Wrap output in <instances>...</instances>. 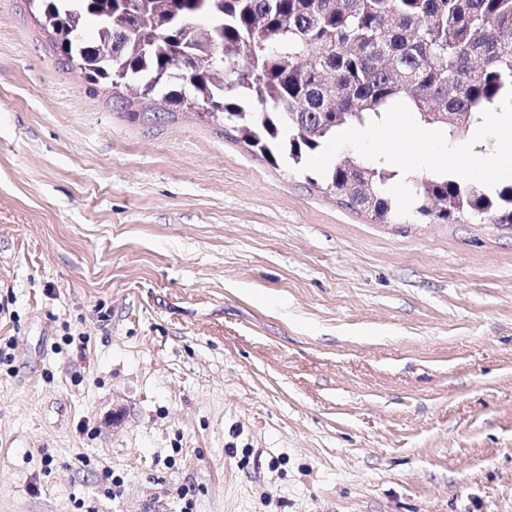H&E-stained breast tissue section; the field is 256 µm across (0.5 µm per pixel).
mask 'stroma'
Masks as SVG:
<instances>
[{"label":"stroma","mask_w":512,"mask_h":512,"mask_svg":"<svg viewBox=\"0 0 512 512\" xmlns=\"http://www.w3.org/2000/svg\"><path fill=\"white\" fill-rule=\"evenodd\" d=\"M157 108L0 0V512H512V229ZM399 175L381 155L362 161L348 158L322 174L321 189L347 208L371 214L379 224L406 223L388 192V185Z\"/></svg>","instance_id":"35a3bbf8"}]
</instances>
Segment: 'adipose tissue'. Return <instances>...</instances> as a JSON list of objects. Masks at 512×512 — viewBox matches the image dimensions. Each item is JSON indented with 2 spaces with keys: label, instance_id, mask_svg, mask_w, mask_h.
Returning <instances> with one entry per match:
<instances>
[{
  "label": "adipose tissue",
  "instance_id": "adipose-tissue-1",
  "mask_svg": "<svg viewBox=\"0 0 512 512\" xmlns=\"http://www.w3.org/2000/svg\"><path fill=\"white\" fill-rule=\"evenodd\" d=\"M512 128V105L500 104L497 110L488 112L482 124L473 131V140L481 142L489 136H496L499 147V160L488 164L478 160L471 145L449 146L448 149L433 147L434 156H449L460 172L473 179L502 178L512 176V139L503 137L502 132Z\"/></svg>",
  "mask_w": 512,
  "mask_h": 512
}]
</instances>
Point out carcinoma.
<instances>
[{
  "label": "carcinoma",
  "instance_id": "cac0c4a2",
  "mask_svg": "<svg viewBox=\"0 0 512 512\" xmlns=\"http://www.w3.org/2000/svg\"><path fill=\"white\" fill-rule=\"evenodd\" d=\"M59 63L90 92L165 114L195 111L276 166L300 165L342 129L410 111L449 141L512 102V0H26ZM213 22L182 26L191 11ZM95 36L77 41L86 22ZM381 155L325 171V193L379 224L404 214ZM428 224H512V182L487 189L448 172L415 187Z\"/></svg>",
  "mask_w": 512,
  "mask_h": 512
}]
</instances>
